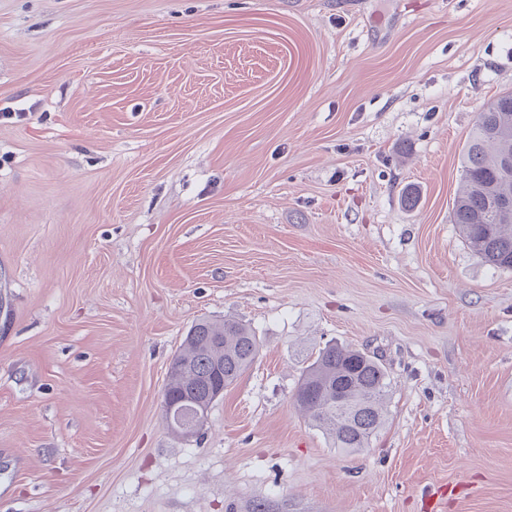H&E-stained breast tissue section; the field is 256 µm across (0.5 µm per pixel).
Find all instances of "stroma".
<instances>
[{
  "label": "stroma",
  "instance_id": "1",
  "mask_svg": "<svg viewBox=\"0 0 512 512\" xmlns=\"http://www.w3.org/2000/svg\"><path fill=\"white\" fill-rule=\"evenodd\" d=\"M510 91L512 0H0V512H512V270L450 222ZM200 318L262 347L186 441ZM329 343L392 380L359 453ZM389 388V375L379 359L336 344L321 349L304 370L295 406L334 448L356 453L368 448L386 424Z\"/></svg>",
  "mask_w": 512,
  "mask_h": 512
}]
</instances>
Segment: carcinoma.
I'll list each match as a JSON object with an SVG mask.
<instances>
[{"mask_svg":"<svg viewBox=\"0 0 512 512\" xmlns=\"http://www.w3.org/2000/svg\"><path fill=\"white\" fill-rule=\"evenodd\" d=\"M507 159L512 160V92L490 100L477 113L451 212V223L468 248L501 270H512V216L498 208L500 196L512 195ZM260 350V338L250 326L232 319H200L177 351L181 366L166 381L162 397L189 401L203 397L209 385L226 389L251 368ZM389 388L379 359L336 344L321 349L304 370L295 406L335 448L356 453L386 424Z\"/></svg>","mask_w":512,"mask_h":512,"instance_id":"1","label":"carcinoma"}]
</instances>
